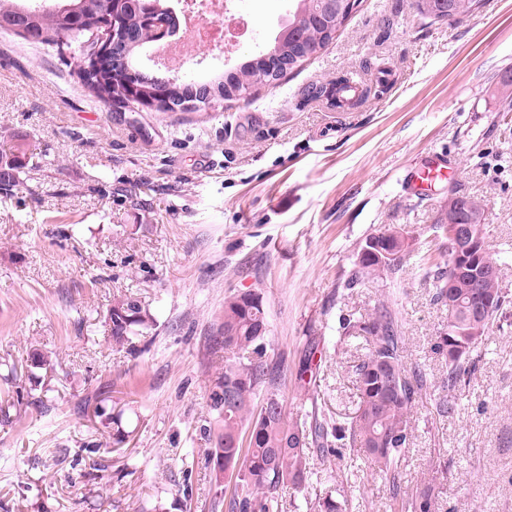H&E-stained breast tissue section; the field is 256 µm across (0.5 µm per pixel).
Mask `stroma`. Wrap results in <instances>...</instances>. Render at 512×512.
<instances>
[{
	"instance_id": "35a3bbf8",
	"label": "stroma",
	"mask_w": 512,
	"mask_h": 512,
	"mask_svg": "<svg viewBox=\"0 0 512 512\" xmlns=\"http://www.w3.org/2000/svg\"><path fill=\"white\" fill-rule=\"evenodd\" d=\"M293 0H234L252 35L233 56L191 44L183 81L264 50ZM55 52L0 32V148L25 145L23 183L0 196V512H227L208 461V406L224 353L210 349L224 300L261 293L269 351L304 370L280 391L289 415L351 412L365 342L343 317L396 312L413 410L402 486L431 485L438 512H512V306L475 359L453 414L432 343L448 325L421 264L349 287L360 244L404 229L415 253L448 258V191L483 199L487 239L512 290V0L428 22L414 0H361L322 53L274 87L202 112H141L80 87ZM358 72L384 82L330 110L309 87ZM448 171L428 196L413 172ZM154 323L116 349L115 298ZM41 353L51 366L31 369ZM123 430V453L113 434ZM348 512H390L388 486L350 449L336 460ZM445 166L441 158L432 157L426 165L417 173L414 180V188L418 194H423L437 178L445 175Z\"/></svg>"
}]
</instances>
